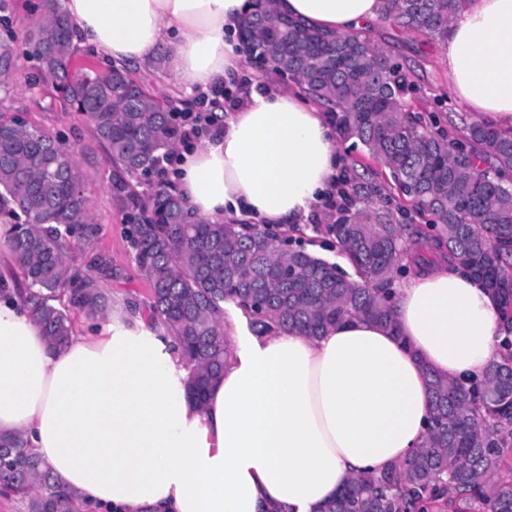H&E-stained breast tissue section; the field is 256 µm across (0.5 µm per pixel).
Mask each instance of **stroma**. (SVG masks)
I'll return each mask as SVG.
<instances>
[{
  "instance_id": "1",
  "label": "stroma",
  "mask_w": 512,
  "mask_h": 512,
  "mask_svg": "<svg viewBox=\"0 0 512 512\" xmlns=\"http://www.w3.org/2000/svg\"><path fill=\"white\" fill-rule=\"evenodd\" d=\"M364 34L412 70L417 85L411 96L415 108L442 113L446 124L457 131L472 123L469 106L448 91L446 49L440 41L381 22L365 28ZM266 81L254 60L242 58L231 89L220 87L208 93L193 94L192 108L198 111L213 106L220 112L227 110L225 92L238 96ZM49 101V92L28 89L21 81L14 83L8 92L0 91V110L57 136L75 149L82 187L90 202L93 220L99 227L92 250L105 256L112 269L111 277L105 281L112 302L124 307L136 306L140 318L150 319V283L125 239L123 217L112 205V166L106 159V152L76 113L49 109Z\"/></svg>"
}]
</instances>
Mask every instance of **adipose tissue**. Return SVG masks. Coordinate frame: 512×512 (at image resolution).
I'll return each instance as SVG.
<instances>
[{
  "label": "adipose tissue",
  "instance_id": "1",
  "mask_svg": "<svg viewBox=\"0 0 512 512\" xmlns=\"http://www.w3.org/2000/svg\"><path fill=\"white\" fill-rule=\"evenodd\" d=\"M328 31L360 30L381 0H278ZM250 0H67L73 44L104 65L160 50L186 90L237 73ZM449 89L479 120L512 128V0H467L448 25ZM338 163L327 114L301 91L244 93L209 139L180 154L178 190L213 223L302 227ZM393 326L351 318L311 338L234 334L203 405L166 328L109 317L53 349L0 300V434H19L87 512H322L347 481L419 447L430 377L462 384L497 359L495 295L440 263L394 282Z\"/></svg>",
  "mask_w": 512,
  "mask_h": 512
}]
</instances>
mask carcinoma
<instances>
[{
    "instance_id": "cac0c4a2",
    "label": "carcinoma",
    "mask_w": 512,
    "mask_h": 512,
    "mask_svg": "<svg viewBox=\"0 0 512 512\" xmlns=\"http://www.w3.org/2000/svg\"><path fill=\"white\" fill-rule=\"evenodd\" d=\"M466 0H383L382 19L448 40V23ZM25 37L40 62L36 79L52 90L50 107L76 112L112 163V204L130 222L129 245L151 286L154 317L170 331L188 369L189 397L201 404L224 368L230 340L226 306L249 316L254 332L317 337L351 316L393 322L390 286L401 270L443 259L481 278L504 309L512 307V131L485 123L454 136L416 113L407 99L410 71L361 31L336 33L277 14L252 12L242 44L278 75L325 106L338 138L361 146L430 224H396L385 206L347 205L326 227L354 269L319 258L290 240L280 245L254 224L196 219L169 183L149 192L133 178L154 173L175 146L171 112L128 65H74L73 22L61 0H38ZM18 66L0 52V90ZM0 228L24 280L0 277L53 346L72 332L69 311L97 317L111 297L107 260L88 254L92 275L68 262L72 241L98 234L80 185L74 150L40 129L0 118ZM432 258H427V255ZM507 353L467 388L434 376L431 426L420 448L385 471L353 478L324 512H512V325ZM0 495L28 498L29 512H76L75 496L55 490L43 460L19 435L0 436Z\"/></svg>"
}]
</instances>
